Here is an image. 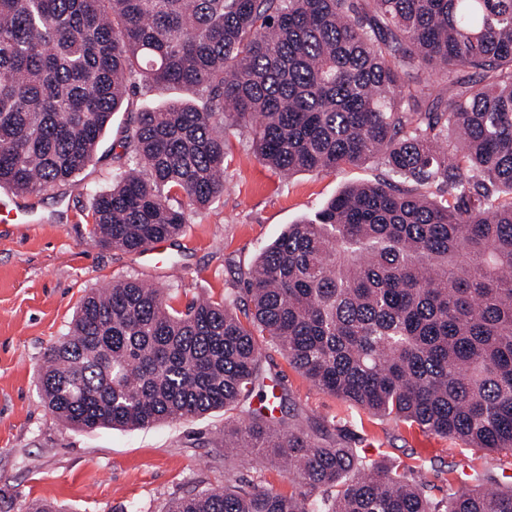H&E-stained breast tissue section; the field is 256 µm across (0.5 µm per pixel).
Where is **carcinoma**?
<instances>
[{"instance_id": "obj_1", "label": "carcinoma", "mask_w": 512, "mask_h": 512, "mask_svg": "<svg viewBox=\"0 0 512 512\" xmlns=\"http://www.w3.org/2000/svg\"><path fill=\"white\" fill-rule=\"evenodd\" d=\"M129 162L92 234L141 253L224 193L226 130L283 173L377 159L260 254L245 294L175 310L134 279L93 288L49 349L44 406L79 429L213 409L224 445L282 459L292 491L228 484L163 512H512V0H0V187L75 185L130 91ZM439 188L440 200L420 193ZM323 392L487 451L477 487L412 474L267 418L261 343Z\"/></svg>"}]
</instances>
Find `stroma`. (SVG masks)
I'll return each mask as SVG.
<instances>
[{
	"instance_id": "1",
	"label": "stroma",
	"mask_w": 512,
	"mask_h": 512,
	"mask_svg": "<svg viewBox=\"0 0 512 512\" xmlns=\"http://www.w3.org/2000/svg\"><path fill=\"white\" fill-rule=\"evenodd\" d=\"M171 91L130 93L114 113L95 162L78 187L61 184L37 195H11L15 213L0 234V512H28L32 501L55 502L60 512H162L172 498L225 482L290 492L274 463H250L247 449L225 456V430L240 412L220 409L140 429L81 430L48 412L39 375L47 351L69 326L83 296L102 283L133 278L163 289L173 308L192 300L240 294L263 249L288 225L314 215L342 189L377 181L374 160L331 172L284 174L262 164L245 132L228 136L224 192L189 211L184 234L163 242L160 254L105 248L89 233L95 193L109 190L121 167L119 141L137 112L164 106ZM267 377L285 389L291 408L317 426L326 442L337 433L350 447L399 468H412L442 496L480 465L482 451L418 427L386 419L316 387L273 343L263 346Z\"/></svg>"
}]
</instances>
